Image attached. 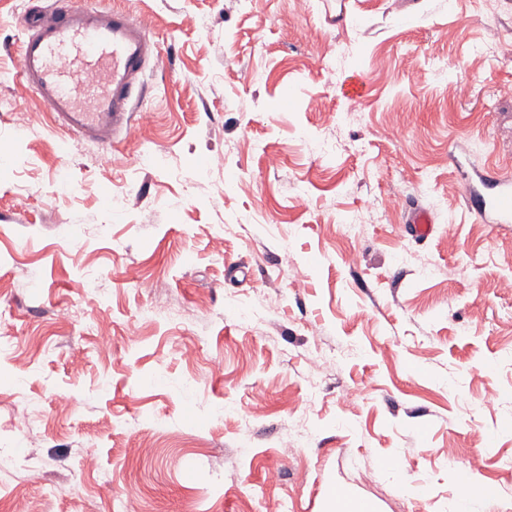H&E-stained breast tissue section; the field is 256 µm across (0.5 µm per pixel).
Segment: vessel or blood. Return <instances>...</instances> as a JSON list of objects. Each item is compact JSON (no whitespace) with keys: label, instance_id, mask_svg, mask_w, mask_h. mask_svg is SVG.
Here are the masks:
<instances>
[{"label":"vessel or blood","instance_id":"vessel-or-blood-1","mask_svg":"<svg viewBox=\"0 0 512 512\" xmlns=\"http://www.w3.org/2000/svg\"><path fill=\"white\" fill-rule=\"evenodd\" d=\"M24 37L18 48L19 72L66 132L111 147L129 140L134 126L131 102L154 52L146 24L121 9H88L57 0L48 11L20 16ZM102 78L101 89L78 100L71 75L75 67ZM471 212L487 224L512 222V180L479 174L466 181ZM411 234L431 235L434 216L426 208L406 215Z\"/></svg>","mask_w":512,"mask_h":512}]
</instances>
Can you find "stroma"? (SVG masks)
I'll return each instance as SVG.
<instances>
[{"instance_id":"stroma-1","label":"stroma","mask_w":512,"mask_h":512,"mask_svg":"<svg viewBox=\"0 0 512 512\" xmlns=\"http://www.w3.org/2000/svg\"><path fill=\"white\" fill-rule=\"evenodd\" d=\"M82 2L147 23L152 121L54 128V0H0V512H452L475 455L512 512V224L461 189L512 166V0ZM406 224H409L410 233L416 238H427L434 229L433 214L426 208L414 207L406 215ZM327 498L332 504V511L337 512H369V506L362 501L353 499L343 493L336 492V488L331 486L327 492Z\"/></svg>"}]
</instances>
